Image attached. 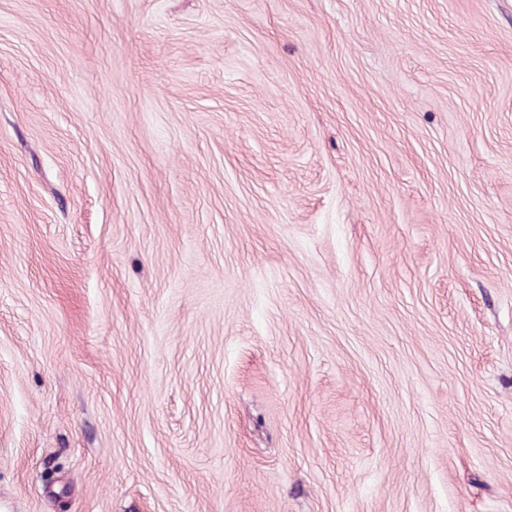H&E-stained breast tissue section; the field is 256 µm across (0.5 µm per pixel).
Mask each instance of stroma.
<instances>
[{"mask_svg":"<svg viewBox=\"0 0 512 512\" xmlns=\"http://www.w3.org/2000/svg\"><path fill=\"white\" fill-rule=\"evenodd\" d=\"M0 512H512V0H0Z\"/></svg>","mask_w":512,"mask_h":512,"instance_id":"obj_1","label":"stroma"}]
</instances>
